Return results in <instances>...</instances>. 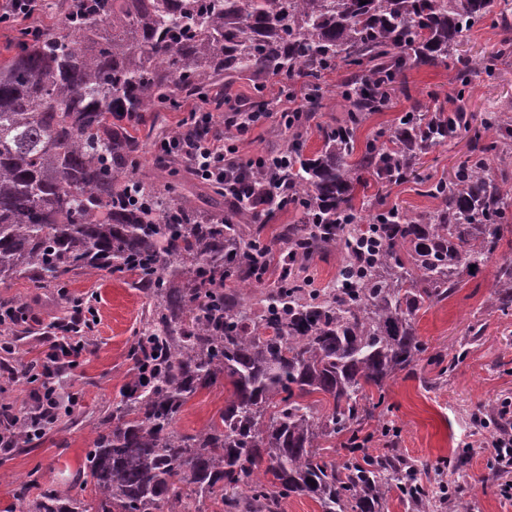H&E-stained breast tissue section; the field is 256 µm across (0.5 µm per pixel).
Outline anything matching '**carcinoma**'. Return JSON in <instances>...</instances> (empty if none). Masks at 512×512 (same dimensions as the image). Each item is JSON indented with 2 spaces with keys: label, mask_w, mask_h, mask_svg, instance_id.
<instances>
[{
  "label": "carcinoma",
  "mask_w": 512,
  "mask_h": 512,
  "mask_svg": "<svg viewBox=\"0 0 512 512\" xmlns=\"http://www.w3.org/2000/svg\"><path fill=\"white\" fill-rule=\"evenodd\" d=\"M54 21L19 26L0 61V282L65 288L72 276L120 273L151 300L126 359L120 398L67 489L17 484L3 512H282L308 496L322 512H384L396 495L413 512L443 501L470 512L469 486L426 489L392 446L387 382L420 362L442 378L482 336L451 358L425 356L418 313L448 299L464 274L512 247V116L473 130L469 156L447 180L427 183L438 201L417 215L389 206L382 189L416 171L429 150L470 127L461 106L412 95L411 112L357 150V131L390 101L405 70L452 64L462 87L512 55V38L471 58L450 51L491 19L512 31V0H61ZM336 84L346 116L321 128L322 145L288 141L278 170L288 194L252 215V201L217 216L185 201L141 161L133 133L146 113L187 98L215 104L241 78L266 109L302 93L314 117ZM374 187L376 192L366 194ZM364 191L356 206L357 189ZM303 222L268 223L285 208ZM339 257L336 277L315 285L311 261ZM490 309L512 316V257L496 266ZM232 385L202 430L177 420L198 392ZM376 388L377 398L368 395ZM320 394L326 401L310 400ZM34 408H0V441L34 448ZM375 433L362 435L369 422ZM373 455L357 443L374 434ZM346 436L338 464L320 448ZM464 450L439 467L462 474ZM91 495H86V491Z\"/></svg>",
  "instance_id": "carcinoma-1"
}]
</instances>
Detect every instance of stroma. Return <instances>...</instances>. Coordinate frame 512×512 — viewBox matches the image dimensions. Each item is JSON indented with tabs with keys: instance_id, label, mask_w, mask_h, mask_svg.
<instances>
[{
	"instance_id": "35a3bbf8",
	"label": "stroma",
	"mask_w": 512,
	"mask_h": 512,
	"mask_svg": "<svg viewBox=\"0 0 512 512\" xmlns=\"http://www.w3.org/2000/svg\"><path fill=\"white\" fill-rule=\"evenodd\" d=\"M404 79L407 93H396L387 109L370 115L358 132L359 140L394 127L410 108L409 95L421 90L437 94L449 110L464 104L476 127L490 113H512V58L498 63L493 76H476L463 89L456 84L453 70L443 65L407 70ZM468 143L469 135L464 132L437 147L424 157L421 174L436 179L451 176L466 158ZM493 275L489 266L476 277H464L456 294L418 315V333L430 351L447 355L466 340L469 325L478 321L484 326L481 338L448 381L432 386L436 371L422 364L414 377L400 376L386 384V400L400 429L397 446L417 465L420 480L431 489L454 481V474L437 469L436 463L453 448L473 444L474 413L493 410L504 398L512 397V317H501L487 306ZM68 290L71 296L91 299L99 318L90 353L64 382L66 391L78 394L79 401L67 431L48 435L38 447L14 451L0 464V512L12 502L18 480L31 469H38L41 483L63 489L78 474L93 440L94 424L119 397L130 367L125 358L128 342L150 303L143 291L116 275L76 276ZM0 300L30 307L34 321L16 343L23 359L39 357L44 344L42 328L61 315L62 299L55 289L33 288L15 280L0 283ZM227 395L224 386L199 392L180 414L178 429L193 433L205 428L223 408ZM466 481L471 489V512H512V500L500 496L499 480L491 474L484 449L474 447L471 452Z\"/></svg>"
}]
</instances>
